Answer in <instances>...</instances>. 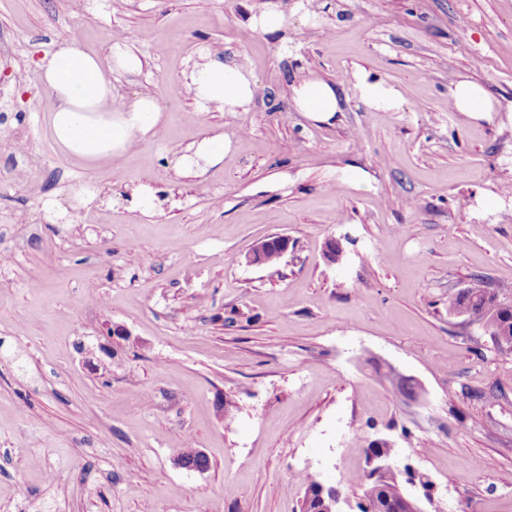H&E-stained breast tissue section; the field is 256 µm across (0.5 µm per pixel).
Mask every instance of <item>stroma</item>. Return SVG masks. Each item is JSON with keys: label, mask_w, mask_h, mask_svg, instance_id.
Returning <instances> with one entry per match:
<instances>
[{"label": "stroma", "mask_w": 512, "mask_h": 512, "mask_svg": "<svg viewBox=\"0 0 512 512\" xmlns=\"http://www.w3.org/2000/svg\"><path fill=\"white\" fill-rule=\"evenodd\" d=\"M297 2L0 0V512H300L310 479L360 512L378 439L432 481L428 512H512V354L448 312L475 276L512 302V0ZM270 7L282 30L245 31ZM117 34L144 68L113 74L114 104L155 97L168 127L89 168L50 136L38 64ZM204 49L253 72L247 111L196 113ZM359 67L402 111L354 96ZM456 75L494 122L449 110ZM307 77L339 90L334 124L297 112ZM204 132L223 162L178 175ZM142 184L161 211L128 209ZM276 234L285 259L248 264ZM189 447L207 471L178 467ZM386 378L395 392L402 398L410 401H415L419 398L421 389L414 378L398 372L392 366H387Z\"/></svg>", "instance_id": "35a3bbf8"}]
</instances>
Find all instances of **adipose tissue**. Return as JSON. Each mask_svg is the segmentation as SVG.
I'll list each match as a JSON object with an SVG mask.
<instances>
[{
    "label": "adipose tissue",
    "instance_id": "adipose-tissue-1",
    "mask_svg": "<svg viewBox=\"0 0 512 512\" xmlns=\"http://www.w3.org/2000/svg\"><path fill=\"white\" fill-rule=\"evenodd\" d=\"M143 61L127 39L112 42L107 57L91 55L68 45L45 64L43 79L59 100L48 118L54 142L69 157L87 165L123 157L139 144L154 141L165 130L167 117L159 102L139 96L120 106L112 104V74L135 73ZM353 89L370 108L383 112L401 111V92L370 71L360 68ZM254 76L243 64L226 56L201 55L186 76V88L199 112L247 110L254 96ZM296 109L312 123L329 125L340 110L336 86L309 78L291 88ZM448 103L468 119L493 122L498 108L487 91L468 79L450 81ZM230 143L223 135L204 136L192 143L179 160L182 176H199L224 159Z\"/></svg>",
    "mask_w": 512,
    "mask_h": 512
}]
</instances>
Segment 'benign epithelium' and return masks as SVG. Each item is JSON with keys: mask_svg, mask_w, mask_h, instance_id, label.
I'll list each match as a JSON object with an SVG mask.
<instances>
[{"mask_svg": "<svg viewBox=\"0 0 512 512\" xmlns=\"http://www.w3.org/2000/svg\"><path fill=\"white\" fill-rule=\"evenodd\" d=\"M290 247V240L285 235H272L261 240L248 256V263L251 265L267 264V254L271 250L277 251L278 260H283L287 255ZM478 327L482 329L486 335L490 337L494 345L501 351L512 353V327L507 324L495 322L492 325L479 323ZM386 378L392 385L393 389L402 398L415 401L420 396V387L418 382L409 376L398 372L394 367H387ZM178 465L188 471L202 473L207 469L208 462L206 456L199 450H193L192 454H181L178 458ZM369 481L372 486L378 485V478L382 474L392 476L397 488V495L394 498L381 497L377 498L373 495L365 500L364 508L368 512H426L424 501L430 500L429 494H424L420 498L410 494L405 485H413L418 483L422 488L427 489L431 485V481L420 474L416 473L406 465H399L398 459L392 456H379L373 452L369 453L367 461ZM324 491H329L330 495L322 499L321 512H342L340 493L333 486H325L317 483Z\"/></svg>", "mask_w": 512, "mask_h": 512, "instance_id": "1", "label": "benign epithelium"}]
</instances>
